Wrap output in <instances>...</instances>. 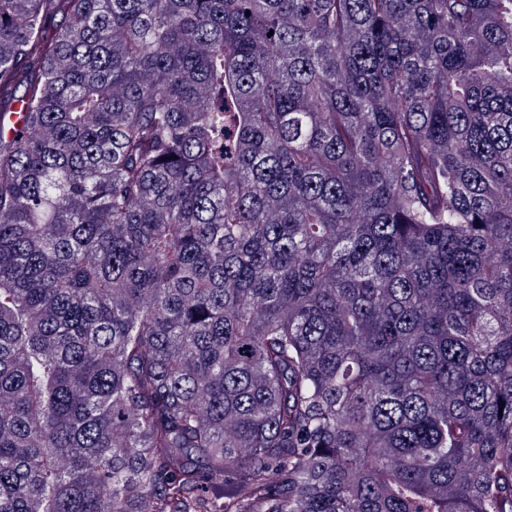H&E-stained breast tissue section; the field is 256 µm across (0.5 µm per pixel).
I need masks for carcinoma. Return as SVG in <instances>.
<instances>
[{"instance_id": "1", "label": "carcinoma", "mask_w": 512, "mask_h": 512, "mask_svg": "<svg viewBox=\"0 0 512 512\" xmlns=\"http://www.w3.org/2000/svg\"><path fill=\"white\" fill-rule=\"evenodd\" d=\"M0 512H512V0H0Z\"/></svg>"}]
</instances>
